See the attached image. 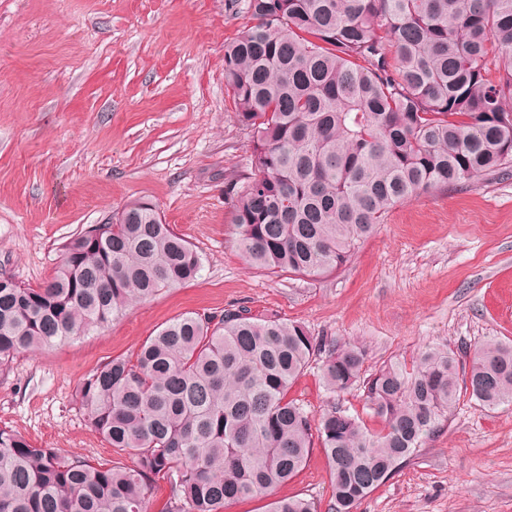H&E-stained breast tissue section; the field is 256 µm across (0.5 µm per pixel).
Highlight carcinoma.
<instances>
[{"mask_svg": "<svg viewBox=\"0 0 512 512\" xmlns=\"http://www.w3.org/2000/svg\"><path fill=\"white\" fill-rule=\"evenodd\" d=\"M224 82L252 138L232 187L246 262L322 276L345 266L391 209L430 190L512 174V0H245ZM202 258L146 201L63 246L36 288L0 276V372L18 353L100 328L197 277ZM333 395L363 390L381 429L332 406L317 427L288 398L312 359ZM366 350L237 307L183 314L78 385L80 410L133 465L38 448L0 427V512H224L305 468L318 437L328 512L358 505L441 430L468 394L512 403V342L445 344L367 373ZM270 512H320L286 498Z\"/></svg>", "mask_w": 512, "mask_h": 512, "instance_id": "1", "label": "carcinoma"}]
</instances>
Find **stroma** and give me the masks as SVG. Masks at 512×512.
Listing matches in <instances>:
<instances>
[{"label": "stroma", "instance_id": "stroma-1", "mask_svg": "<svg viewBox=\"0 0 512 512\" xmlns=\"http://www.w3.org/2000/svg\"><path fill=\"white\" fill-rule=\"evenodd\" d=\"M243 0H0V274L49 280L64 243L129 201L156 206L201 254L200 276L130 306L102 329L18 354L0 376V427L34 445L118 466L79 412L80 381L134 354L188 313L243 306L363 345L365 367L447 344L512 341V176L436 189L394 208L343 269L323 277L251 269L232 227L230 186L250 171L251 136L224 87V45ZM321 361L289 392L319 419L329 403L381 424L362 390L330 397ZM321 446L271 495L331 501ZM357 512H512V404L461 395L444 428Z\"/></svg>", "mask_w": 512, "mask_h": 512}]
</instances>
